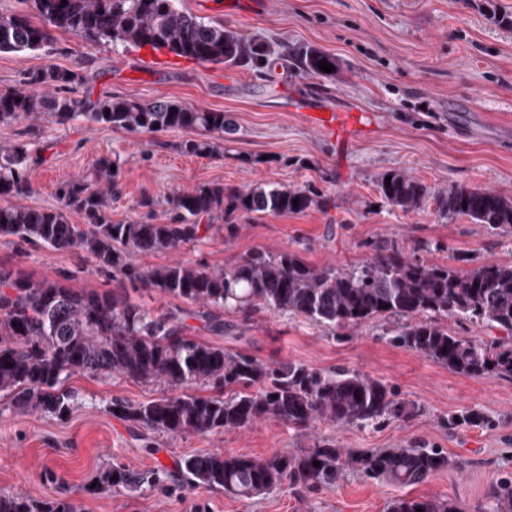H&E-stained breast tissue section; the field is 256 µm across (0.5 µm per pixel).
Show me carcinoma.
Wrapping results in <instances>:
<instances>
[{
  "mask_svg": "<svg viewBox=\"0 0 512 512\" xmlns=\"http://www.w3.org/2000/svg\"><path fill=\"white\" fill-rule=\"evenodd\" d=\"M41 23L0 14V52H35L62 30L90 42L105 41L169 53L202 63L247 65L264 61L265 51L222 23L206 21L179 6L180 0H33ZM306 75L328 77L318 62L336 57L314 48L294 54ZM83 81L76 72L42 69L24 87L0 91V123L35 120L43 114L65 124L78 115L130 131H194L184 151L210 156L234 133L224 112L168 100L141 101L106 95L96 100L60 98L56 90ZM26 144L0 145V238L36 241L53 251L81 249L112 277L139 284L164 297L199 307L205 329L224 334L216 310L275 309L336 333L376 317L398 319L384 332L398 347L415 351L448 371L469 377L512 376V263L484 261L469 269L427 264L395 243L374 246V256L348 268L316 267L297 252L255 251L231 269L206 270L180 260L146 268L142 254H168L207 238L217 221L245 215L301 213L319 205L313 189L258 185L226 190L222 184L175 191L168 199L170 222L113 224L106 197L116 186L117 161L99 168L98 180L71 179L61 190L63 207L29 208L10 199L29 191ZM378 189L405 212L421 206L428 188L411 176L389 172ZM298 205H293V200ZM443 217L465 215L504 236L512 235V200L492 190L451 187L435 195ZM87 223L72 224L70 212ZM465 328L481 324L503 332L488 344L467 339L440 319ZM74 374L117 376L139 383L163 382L176 393L145 403L112 400V415L132 421L142 440L155 434L209 435L274 420L308 429L318 420L365 427L413 407L382 381L343 367L319 369L296 361L267 363L230 351L189 333L183 310L152 312L114 292L74 289L54 279L0 271V394L21 409L56 417L70 414L76 399L66 386ZM211 390L200 395L197 390ZM320 466H314V462ZM457 461L438 448H394L385 453L344 451L317 445L264 460L221 451L190 455L181 477L191 487L252 498L294 486L329 489L357 468L369 478L405 489ZM164 472L134 474L119 465L104 468L96 491L138 489L163 481ZM464 512L443 497L395 495L385 512ZM0 512H82L74 501H35L20 492H0ZM487 512H512V475L488 490Z\"/></svg>",
  "mask_w": 512,
  "mask_h": 512,
  "instance_id": "1",
  "label": "carcinoma"
}]
</instances>
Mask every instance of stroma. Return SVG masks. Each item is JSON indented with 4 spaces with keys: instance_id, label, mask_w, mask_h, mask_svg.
Returning <instances> with one entry per match:
<instances>
[{
    "instance_id": "35a3bbf8",
    "label": "stroma",
    "mask_w": 512,
    "mask_h": 512,
    "mask_svg": "<svg viewBox=\"0 0 512 512\" xmlns=\"http://www.w3.org/2000/svg\"><path fill=\"white\" fill-rule=\"evenodd\" d=\"M224 3L182 0V7L261 44L266 64L178 57L151 68L147 50L90 45L58 30L43 50L1 52L0 89L22 86L30 73L55 66L85 78L67 98L174 100L224 111L236 128L219 154L196 156L182 150L189 134L181 130L129 131L83 117L59 125L48 115L34 125L0 123V144L23 142L44 157L29 168L30 190L17 205L62 207L63 181L93 177L109 159L120 165L107 212L115 224L167 222L168 195L213 183L228 189L311 186L323 199L299 214L216 223L214 236L183 245L173 256H138L144 267L174 258L227 270L255 250L292 249L309 264L345 268L372 257L381 240L456 269L486 260L512 263V236L490 234L465 216L442 218L433 199L453 186L512 199V0H239L234 17L227 16ZM306 47L335 56L336 76L302 73L290 57ZM324 105L365 113L367 136L342 145L299 116L302 109ZM389 171L405 172L428 188L419 209L405 212L381 198L377 183ZM145 196L153 198L152 208L140 207ZM1 269L63 280L73 288L122 292L154 310L177 305L114 281L80 250L52 251L7 237L0 239ZM223 319L226 330L218 344L267 362L293 360L368 374L391 386L414 413L368 427L318 421L305 431L262 420L205 436L161 434L148 448L135 424L114 417L108 407L115 399L152 400L167 394V387L76 374L67 385L79 405L66 418L0 400V491L75 501L83 512H384L395 488L357 470L346 471L333 489L286 483L251 500L190 488L179 472L189 455L223 451L265 459L318 443L352 451L411 444L443 449L460 467L435 473L409 493L445 495L466 512H484L490 485L512 474V378L466 377L393 346L383 334L391 322L383 317L338 336L277 310L227 312ZM468 410L478 411L483 423L449 426L450 417ZM111 462L135 474L164 469V483L154 490L91 492Z\"/></svg>"
}]
</instances>
